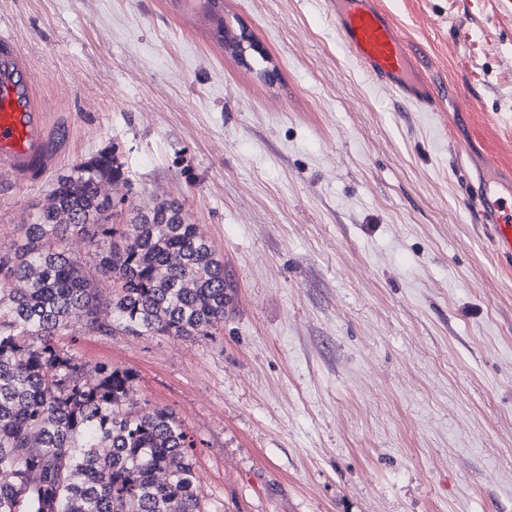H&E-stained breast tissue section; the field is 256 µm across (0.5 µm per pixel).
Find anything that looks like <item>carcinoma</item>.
Here are the masks:
<instances>
[{
	"mask_svg": "<svg viewBox=\"0 0 512 512\" xmlns=\"http://www.w3.org/2000/svg\"><path fill=\"white\" fill-rule=\"evenodd\" d=\"M222 46L250 42L217 18ZM130 187L115 151L60 175L49 204L0 242V512H201L183 422L130 398L134 378L57 337L77 327L188 339L224 325V265L182 204L118 224ZM80 238L92 265L71 250ZM111 283L102 295L97 278Z\"/></svg>",
	"mask_w": 512,
	"mask_h": 512,
	"instance_id": "1",
	"label": "carcinoma"
}]
</instances>
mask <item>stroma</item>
I'll return each mask as SVG.
<instances>
[{
  "mask_svg": "<svg viewBox=\"0 0 512 512\" xmlns=\"http://www.w3.org/2000/svg\"><path fill=\"white\" fill-rule=\"evenodd\" d=\"M0 0L67 148L0 184V241L57 175L116 149L179 201L232 289L209 336L84 328L194 441L203 512H512V271L469 196L512 193V26L493 0H380L417 109L345 52L327 0ZM204 3L200 6H203L206 10V12L214 19L217 20L216 25V36L218 38V41L221 43L222 46L225 48L231 49L232 53L239 57L241 61H244V52L246 51L247 47L251 48L253 47V44L250 42V37L245 34L244 30L241 31L239 35L232 34L226 26H224V15H221L220 17H216L212 14L207 4L212 3H220L222 8L224 9V1L223 0H204ZM243 42L249 43L247 47H243Z\"/></svg>",
  "mask_w": 512,
  "mask_h": 512,
  "instance_id": "1",
  "label": "stroma"
}]
</instances>
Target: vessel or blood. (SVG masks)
Segmentation results:
<instances>
[{
	"label": "vessel or blood",
	"mask_w": 512,
	"mask_h": 512,
	"mask_svg": "<svg viewBox=\"0 0 512 512\" xmlns=\"http://www.w3.org/2000/svg\"><path fill=\"white\" fill-rule=\"evenodd\" d=\"M334 21L348 56L373 83L416 102L409 46L377 0H336ZM65 148V139L48 125V106L36 93L29 58L13 35L0 27V182L41 180ZM473 216L492 225L495 252L512 260V195L488 191L475 196Z\"/></svg>",
	"instance_id": "vessel-or-blood-1"
}]
</instances>
